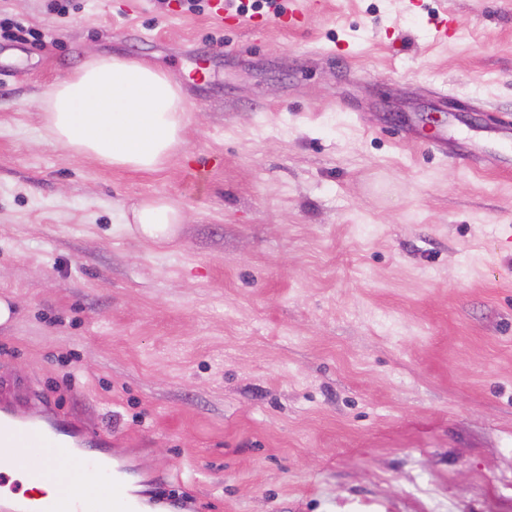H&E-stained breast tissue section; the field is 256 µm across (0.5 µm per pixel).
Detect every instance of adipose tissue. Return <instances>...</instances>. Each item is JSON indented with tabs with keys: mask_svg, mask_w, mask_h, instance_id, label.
<instances>
[{
	"mask_svg": "<svg viewBox=\"0 0 512 512\" xmlns=\"http://www.w3.org/2000/svg\"><path fill=\"white\" fill-rule=\"evenodd\" d=\"M41 110L63 147L116 167L155 170L181 143L187 108L181 92L147 62L90 55L48 91ZM131 222L141 236L165 241L185 219L165 199L134 204Z\"/></svg>",
	"mask_w": 512,
	"mask_h": 512,
	"instance_id": "1",
	"label": "adipose tissue"
}]
</instances>
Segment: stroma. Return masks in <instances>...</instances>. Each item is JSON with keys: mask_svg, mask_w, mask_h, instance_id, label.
<instances>
[{"mask_svg": "<svg viewBox=\"0 0 512 512\" xmlns=\"http://www.w3.org/2000/svg\"><path fill=\"white\" fill-rule=\"evenodd\" d=\"M260 2L0 0L41 35L0 38V383L198 512H512V0ZM97 53L179 86L160 169L45 128ZM293 8H288V11H281L277 19L283 22L288 28L296 27L300 23L301 19L307 14L311 7L323 8L324 1H310V0H290ZM130 213L131 219L127 224H135L138 234L155 241L168 240L173 225L185 220L181 208L160 198L140 201L131 207Z\"/></svg>", "mask_w": 512, "mask_h": 512, "instance_id": "obj_1", "label": "stroma"}]
</instances>
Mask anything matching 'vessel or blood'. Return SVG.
<instances>
[{
    "instance_id": "obj_1",
    "label": "vessel or blood",
    "mask_w": 512,
    "mask_h": 512,
    "mask_svg": "<svg viewBox=\"0 0 512 512\" xmlns=\"http://www.w3.org/2000/svg\"><path fill=\"white\" fill-rule=\"evenodd\" d=\"M291 2V8L279 16L289 27L297 26L310 8L324 6L323 0ZM41 447L46 448V455H38ZM60 460L85 480H111L113 512H145L148 502L144 496L127 489L129 466L111 456L101 436L72 440L65 420H31L17 415L9 400L0 401V464L23 471L30 482L40 483L54 477ZM93 508V501L80 494L58 501H37L28 494L20 498L0 496V512H92Z\"/></svg>"
}]
</instances>
